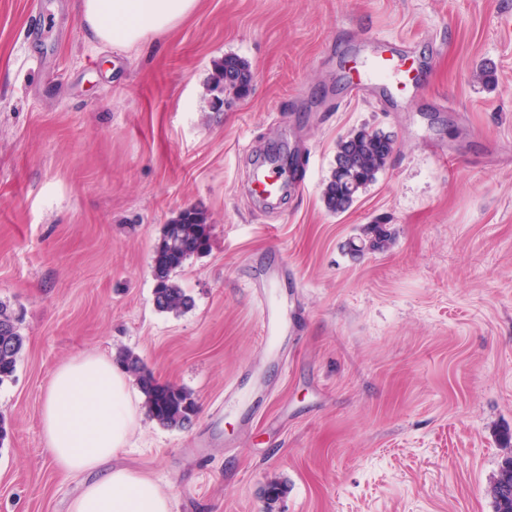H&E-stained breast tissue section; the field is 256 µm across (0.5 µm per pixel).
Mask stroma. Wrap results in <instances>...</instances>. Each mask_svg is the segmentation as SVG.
<instances>
[{
  "label": "stroma",
  "instance_id": "1",
  "mask_svg": "<svg viewBox=\"0 0 512 512\" xmlns=\"http://www.w3.org/2000/svg\"><path fill=\"white\" fill-rule=\"evenodd\" d=\"M369 36L406 41L429 75L354 97L346 68ZM228 54L252 89L215 107L204 83ZM364 126L394 151L330 212L336 144ZM273 150L290 163L268 209L247 183ZM189 205L210 246L175 277L192 309L162 313L153 252ZM372 223L391 247L354 254ZM0 302L24 336L0 385V512H69L85 479L54 467L43 396L64 360L121 348L197 403L185 429L140 413L114 459L172 512H495L512 439V0H199L130 49L89 42L78 0H0ZM267 305L283 315L271 339Z\"/></svg>",
  "mask_w": 512,
  "mask_h": 512
}]
</instances>
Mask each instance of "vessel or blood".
<instances>
[{
    "mask_svg": "<svg viewBox=\"0 0 512 512\" xmlns=\"http://www.w3.org/2000/svg\"><path fill=\"white\" fill-rule=\"evenodd\" d=\"M368 53L354 57L348 70V80L356 96L376 88L406 91L418 83V76L405 67L407 56L400 41L368 39ZM252 192L265 201L273 200L282 188V181L274 166L262 163L255 167L251 178Z\"/></svg>",
    "mask_w": 512,
    "mask_h": 512,
    "instance_id": "1",
    "label": "vessel or blood"
}]
</instances>
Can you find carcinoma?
I'll list each match as a JSON object with an SVG mask.
<instances>
[{"mask_svg": "<svg viewBox=\"0 0 512 512\" xmlns=\"http://www.w3.org/2000/svg\"><path fill=\"white\" fill-rule=\"evenodd\" d=\"M252 81L253 73L248 63L237 56L226 55L214 68L207 89L215 94V102L222 105L225 95L236 99L247 97ZM392 144L393 139L384 132L369 127H362L337 142L331 176L322 191L329 211L342 213L354 204L359 193L373 183L377 173L385 167ZM207 221L203 210L188 206L164 226L154 248L151 266L157 310L183 313L193 307V298L176 283L175 275L187 260L209 249ZM362 234L373 252L390 245L391 237L382 224H367L362 228ZM23 347L18 317L8 305L0 302V385L12 379ZM115 361L134 378L151 419L166 428H185L191 424L197 404L190 392L157 380L140 356L131 350L118 352ZM489 494L496 512H512V446L509 444L505 446Z\"/></svg>", "mask_w": 512, "mask_h": 512, "instance_id": "cac0c4a2", "label": "carcinoma"}]
</instances>
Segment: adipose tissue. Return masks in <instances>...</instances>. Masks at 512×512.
Instances as JSON below:
<instances>
[{
  "instance_id": "obj_1",
  "label": "adipose tissue",
  "mask_w": 512,
  "mask_h": 512,
  "mask_svg": "<svg viewBox=\"0 0 512 512\" xmlns=\"http://www.w3.org/2000/svg\"><path fill=\"white\" fill-rule=\"evenodd\" d=\"M198 0H80L91 42L130 48L176 28ZM46 447L56 467L86 476L69 512H172V497L151 478L111 466L138 426L128 375L110 357L87 352L55 369L42 404Z\"/></svg>"
}]
</instances>
